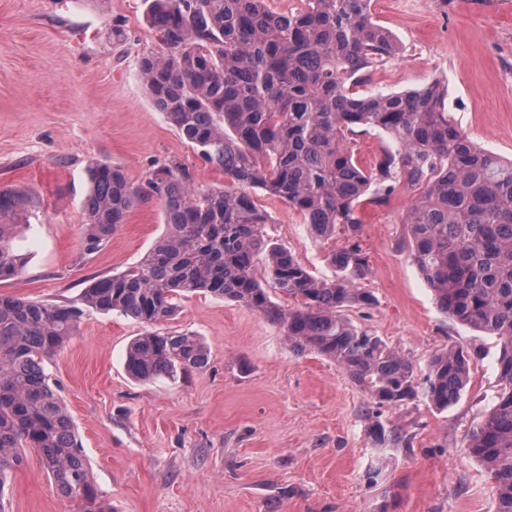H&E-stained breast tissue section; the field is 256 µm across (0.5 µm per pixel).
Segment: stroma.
<instances>
[{"label":"stroma","instance_id":"stroma-1","mask_svg":"<svg viewBox=\"0 0 512 512\" xmlns=\"http://www.w3.org/2000/svg\"><path fill=\"white\" fill-rule=\"evenodd\" d=\"M145 0H0V191L27 199L14 245L27 258L0 294L79 300L94 279L137 264L164 232L158 200L141 202L98 253L81 249L91 161L145 184L157 164L184 163L197 185L224 183L158 112L140 80L142 56L161 47ZM395 57L359 90L448 88V110L478 145L512 159V0H372ZM125 39L113 41V28ZM256 200L264 233L317 278L331 250L280 199ZM410 197L363 202L356 239L370 274L368 307L344 317L409 358L424 381L431 358L468 348L470 379L447 409L425 396L382 408L396 434L377 445L369 397L318 354L292 351L280 326L205 293L183 299L171 327L198 336L204 369L142 383L125 368L143 327L119 313H86L46 369L78 430L112 512H495V488L465 452L490 411L500 345L442 313L408 248ZM376 481H369L370 472ZM11 512H77L28 453L11 479Z\"/></svg>","mask_w":512,"mask_h":512}]
</instances>
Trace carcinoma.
I'll use <instances>...</instances> for the list:
<instances>
[{"mask_svg":"<svg viewBox=\"0 0 512 512\" xmlns=\"http://www.w3.org/2000/svg\"><path fill=\"white\" fill-rule=\"evenodd\" d=\"M146 20L164 48L139 60L155 107L224 186L195 185L188 167L157 166L146 188L108 162L88 167L83 251L102 249L146 196L162 205L164 235L134 266L94 280L80 304L0 294V503L7 479L32 451L56 491L78 512H112L93 480L74 422L46 363L75 335L84 310L118 312L144 326L127 349L128 373L141 381L200 370L208 353L190 333L167 327L179 301L204 292L240 303L281 326L296 352L336 362L376 405L375 442L391 439L378 409L417 396L413 363L347 320V307L372 304L360 288L370 268L355 240L361 202L411 195L405 223L411 255L440 309L497 338L496 402L470 434L466 452L495 484L496 512H512V162L477 147L448 118L439 83L401 93L361 94L364 72L397 53L371 0H304L278 13L266 0H146ZM389 137L373 166L355 157L354 135ZM299 213L312 237L350 235L331 251L338 275L322 280L263 235L267 213L257 192ZM24 196L0 191V218L19 216ZM15 224H0V282L19 276ZM265 274L293 307L270 300ZM470 354L451 346L431 360L425 397L454 404L469 381Z\"/></svg>","mask_w":512,"mask_h":512,"instance_id":"carcinoma-1","label":"carcinoma"}]
</instances>
